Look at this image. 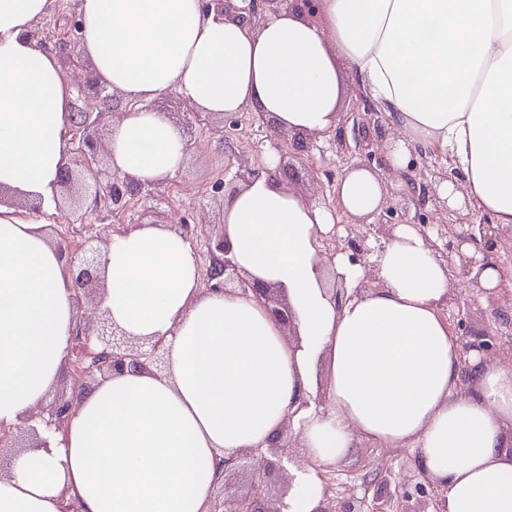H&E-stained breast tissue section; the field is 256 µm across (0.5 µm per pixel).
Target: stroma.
<instances>
[{
    "label": "stroma",
    "mask_w": 512,
    "mask_h": 512,
    "mask_svg": "<svg viewBox=\"0 0 512 512\" xmlns=\"http://www.w3.org/2000/svg\"><path fill=\"white\" fill-rule=\"evenodd\" d=\"M77 17V0H55L50 14L42 18L38 27L45 34L50 47H58L60 42H68L70 29ZM272 130L252 125L250 112H243L239 135L233 142H225L219 135L208 130L193 128L187 132L189 148L180 169L169 179L160 183L162 210L173 217H186L188 237L195 249L200 267H207L209 256L207 244L220 235L222 226L221 208L212 204L208 223H200L198 211L217 178L234 175L239 159L246 158L253 163L266 161ZM295 176L301 183H309L311 175H339L346 164L336 155L328 141H320L310 153L293 157L291 160ZM68 201H61L48 227L52 244L61 251H68L88 232H96L103 237L112 236L114 230L122 228L123 220L112 218L93 225L73 224L69 221ZM488 306L478 294L451 291L448 304L442 307L445 320L463 316L472 332L479 333L489 324ZM387 477L391 484L420 479L416 456L409 448H381L365 440H357L354 452L338 462L328 476L336 493L354 492L363 496L376 476Z\"/></svg>",
    "instance_id": "1"
}]
</instances>
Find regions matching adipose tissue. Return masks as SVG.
<instances>
[{
  "label": "adipose tissue",
  "instance_id": "ef3b65f1",
  "mask_svg": "<svg viewBox=\"0 0 512 512\" xmlns=\"http://www.w3.org/2000/svg\"><path fill=\"white\" fill-rule=\"evenodd\" d=\"M53 5L0 0V425L42 401L76 330L65 257L19 206L52 203L71 151L57 57L30 36ZM77 11L95 78L138 103L111 128L113 172L159 183L179 169L186 135L152 105L168 90L201 112L249 108L311 133L339 126L351 87L397 131L394 170L411 150L442 152L464 182L442 183L440 196L512 226V0H321L316 25L292 8L253 25L201 0H78ZM336 200L363 216L383 186L354 169ZM333 225L265 176L224 203L232 255L286 295L293 342L254 298L203 290L193 248L164 225L113 236L103 307L126 335L165 339L167 370L117 372L78 394L64 432H42L46 447L0 478V512H62L70 499L81 512H204L216 458L266 445L288 423L311 461L287 512H315L325 467L359 437L413 449L443 512H512V366L473 354L459 394L457 339L439 312L448 271L425 237L400 225L374 258L379 287L361 294L362 268L319 254Z\"/></svg>",
  "mask_w": 512,
  "mask_h": 512
}]
</instances>
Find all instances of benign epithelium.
<instances>
[{
    "label": "benign epithelium",
    "mask_w": 512,
    "mask_h": 512,
    "mask_svg": "<svg viewBox=\"0 0 512 512\" xmlns=\"http://www.w3.org/2000/svg\"><path fill=\"white\" fill-rule=\"evenodd\" d=\"M242 5L235 6L232 0H202L205 10L215 9L223 14L228 11L250 23H257L264 19L266 13H276L290 5H302L312 10L319 0H240ZM364 106V117L353 125V138L364 154L362 166L370 170H379L389 173L391 168L385 156L379 152L378 143L385 136L387 129L380 120V111L366 97H361ZM106 113L100 112H74L71 115V132L81 134L79 147L80 170L70 166H63L57 178V185L73 189V223L84 224L89 213H95L105 207L111 212L124 211L130 205H142L159 200L157 187L154 183H133L126 178L112 173L108 179H103L104 170L100 167L101 144L95 137V130L105 118ZM330 136V132H316L312 134L291 135L282 130H275L273 148L277 154L275 165H253L247 160H241L233 180L244 184L266 175L277 181L290 173V163L287 158L291 156L290 150L308 152L316 146L321 138ZM415 168L408 167L403 175L407 186L406 196L408 203L394 204L392 202L380 207L371 214L373 222L366 224V231L357 230L354 224L336 222V226L343 228L344 235L333 233L321 240L320 255L329 260L333 259L338 251L347 253L348 260L353 265L364 268V277L361 288H375L379 286L378 278L374 274L373 265L369 256L382 251L386 243L393 239L394 230L402 224H410L422 233H434L435 239L429 240V245L437 260L448 269L449 279L465 278L477 290L490 295L491 324L488 328L471 336L463 347V352L477 351L491 358L507 354L512 359V348L503 351L501 337L508 335L512 328V310L499 304V289L487 291L480 283L482 271L492 264L497 253L501 233L500 227L493 224L489 217H484L479 223L471 221V213L467 207L453 208L448 205V199L441 197L437 192H429L423 182L414 175ZM462 179L461 172L448 170L444 166H437L430 171V183L439 185L445 181L458 184ZM432 203L434 211L448 217V221L432 224L428 216L422 213L426 203ZM415 206L414 217H409L410 206ZM110 239L98 234H89L70 251V262L77 264V273L73 275L75 301L79 302L88 290L101 289L92 312L87 318L88 327H78L73 338L68 356L72 360L73 375L80 379L90 372H97L107 377L114 371H123L127 368L133 370H154L162 372L167 367L168 347L164 340H140L126 336L113 326L102 301L105 289L101 277V259L108 248ZM471 245L475 254L469 255L464 246ZM209 265L206 276L210 281V289L224 290L230 283L254 298L266 309L271 317L285 330L293 328V315L288 303L274 294V289L253 282L245 278L231 257L229 247L224 243V237L208 244ZM62 397L46 413L29 415L21 428L37 431L31 425L36 421L47 429L57 432L64 431L66 422L74 409V397ZM290 460L289 446L284 434H279L266 448L241 449L224 457L222 460L219 478L222 481L240 472L249 474L248 487L243 492L224 494L222 504H213L209 512H284L288 508L285 503L286 496L292 490L293 477H288L287 486L279 499L272 503L266 498L267 477L275 472L284 471V461ZM415 494L404 492L406 499L416 495L428 500H437L435 486L428 478H423L414 485ZM394 494L390 490V482L381 480L373 495L369 509L363 511L357 504H365L366 500H358L355 495L337 498L331 494V488H326L323 499L316 512H388Z\"/></svg>",
    "instance_id": "benign-epithelium-1"
}]
</instances>
